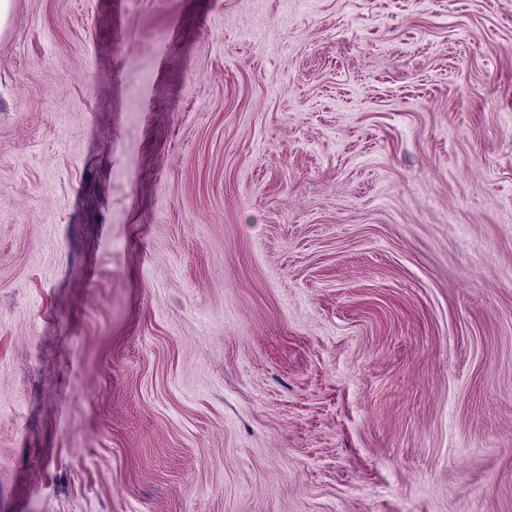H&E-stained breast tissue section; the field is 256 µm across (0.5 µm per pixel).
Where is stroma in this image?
Wrapping results in <instances>:
<instances>
[{
    "mask_svg": "<svg viewBox=\"0 0 512 512\" xmlns=\"http://www.w3.org/2000/svg\"><path fill=\"white\" fill-rule=\"evenodd\" d=\"M0 512H512V6L10 0Z\"/></svg>",
    "mask_w": 512,
    "mask_h": 512,
    "instance_id": "stroma-1",
    "label": "stroma"
}]
</instances>
